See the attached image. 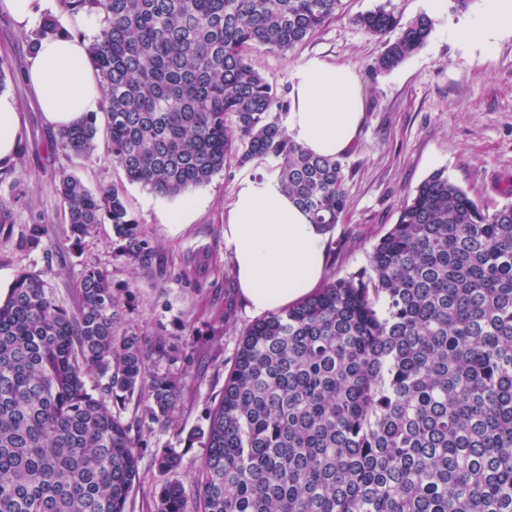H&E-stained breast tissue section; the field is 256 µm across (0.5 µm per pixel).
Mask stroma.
I'll return each mask as SVG.
<instances>
[{"label": "stroma", "instance_id": "stroma-1", "mask_svg": "<svg viewBox=\"0 0 512 512\" xmlns=\"http://www.w3.org/2000/svg\"><path fill=\"white\" fill-rule=\"evenodd\" d=\"M380 0H342L334 18L304 44L287 51L257 50L251 58L281 99H288L295 69L319 55L349 67L365 94V112L353 150L344 154L349 177L348 205L327 232L325 277L356 273L368 264L377 240L397 221L407 196L431 174L449 180L489 209L512 205L504 188L512 183V35L488 52L456 40L452 28L472 19L483 0L467 11L440 8L422 48L388 72L374 68L380 39L354 21ZM38 26L17 27L0 13V63L7 70L5 91L20 106L17 157L0 165V198L10 202L13 221L0 226V297L22 272L41 275L57 301L74 306L86 267L106 271L117 288L131 287L124 321L129 331L148 340L171 337L181 348L187 393L177 409L178 423L146 431L147 449L131 492L133 512H153L163 481L152 464L155 451L182 455L178 477L192 485L203 454L192 431L206 427L208 410L224 388L240 335L255 321L239 292L233 256L224 243V211L243 171H272L274 159L241 167L227 162L210 182L190 191L195 210L188 223L170 224L167 214L182 197L162 198L128 184L105 137L93 153L78 159L51 143L54 130L42 115L25 81ZM75 173L89 187L116 185L152 244L161 246L166 263L148 273L135 270L113 244L112 227H94L79 245H71L60 198L58 172ZM47 235L34 249L21 241L32 224Z\"/></svg>", "mask_w": 512, "mask_h": 512}]
</instances>
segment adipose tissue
<instances>
[{"label": "adipose tissue", "mask_w": 512, "mask_h": 512, "mask_svg": "<svg viewBox=\"0 0 512 512\" xmlns=\"http://www.w3.org/2000/svg\"><path fill=\"white\" fill-rule=\"evenodd\" d=\"M512 34V0H485L483 11L454 29L461 42L483 48ZM45 120L56 128L80 121L100 99L88 64L87 44L64 35L42 39L28 73ZM285 127L305 150L325 157L354 145L365 98L348 67L313 56L294 71ZM224 243L231 250L243 298L258 314H270L314 292L324 272L326 236L284 192L279 176L242 175L224 215Z\"/></svg>", "instance_id": "1"}]
</instances>
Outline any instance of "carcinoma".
I'll list each match as a JSON object with an SVG mask.
<instances>
[{"label": "carcinoma", "instance_id": "cac0c4a2", "mask_svg": "<svg viewBox=\"0 0 512 512\" xmlns=\"http://www.w3.org/2000/svg\"><path fill=\"white\" fill-rule=\"evenodd\" d=\"M342 0H58L99 19L88 61L101 114L58 129L78 158L103 119L128 182L164 197L208 183L230 158L277 161L284 191L330 231L347 208L339 158L295 143L249 56L306 42ZM354 21L384 37L395 69L433 20L401 24L396 0ZM54 189L70 238L112 225L128 262L162 267L116 187L63 171ZM128 288L85 268L67 308L23 272L0 299V512H129L147 443L175 424L179 345L122 328ZM91 377L105 379L99 387ZM199 435L191 489L182 455L154 512H512V206L493 211L436 172L373 245L366 268L248 325Z\"/></svg>", "mask_w": 512, "mask_h": 512}]
</instances>
